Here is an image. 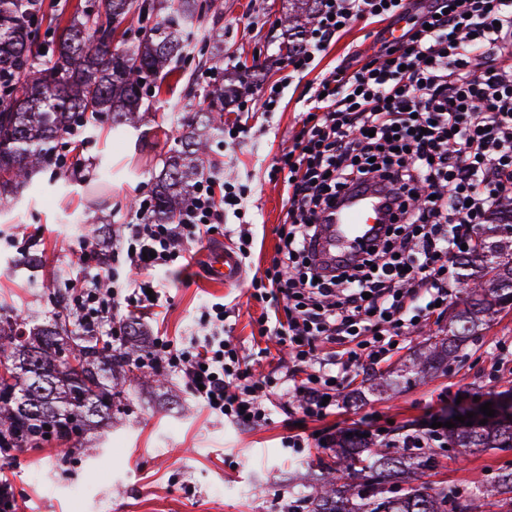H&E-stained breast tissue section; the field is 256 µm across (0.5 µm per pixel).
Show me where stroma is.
<instances>
[{"mask_svg": "<svg viewBox=\"0 0 512 512\" xmlns=\"http://www.w3.org/2000/svg\"><path fill=\"white\" fill-rule=\"evenodd\" d=\"M223 2V13L208 16L205 25L224 34V75L248 71L245 92L252 95L282 75L286 59L279 44L288 0ZM376 29V24L356 22L317 56L310 73L288 87L280 112L253 113L250 135L243 141L220 139L214 170L245 186V219L257 232L251 267H267L275 254L276 229L288 203L281 181L270 179L269 172L279 146L302 127L306 89L346 55L370 54ZM206 90L201 74L185 70L164 104L150 106L144 122L122 137L104 124L65 141L59 149L64 167L37 174L31 189L0 211L1 304L22 318L53 309V290L30 287L14 267L15 259L27 252L42 255L46 273L62 272L73 283L95 282V270L79 259L81 243L94 236L118 246L123 226L131 220L134 192L154 191L161 160L177 142L180 118L209 106ZM208 254V248H199L189 269L158 272L168 302L161 316L141 315L145 336L160 330L189 340L201 308L221 300L230 340L247 352L255 346L270 351L256 362L255 375L287 371L288 359L279 355L275 339L258 333L261 307L251 297L248 279L213 283L203 266ZM448 322L444 314L412 331L404 349L381 365L380 374L395 378L429 337L447 333ZM502 343L512 345V309L467 342L461 362L448 372L390 388L373 386L358 372L335 415L301 421L278 410L269 425L253 430L214 418L178 378H166L163 386L134 394L108 436H88L77 449L56 445L19 452L7 473L15 512H295L309 491V475L334 454L320 445V436L367 433L380 440L423 420H453L512 394V380L488 377ZM174 398L181 412H170ZM296 434L307 440V447H286L287 438ZM511 461L512 451L495 448L466 455L452 451L426 479L465 488L491 480Z\"/></svg>", "mask_w": 512, "mask_h": 512, "instance_id": "obj_1", "label": "stroma"}]
</instances>
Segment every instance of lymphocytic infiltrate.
Returning a JSON list of instances; mask_svg holds the SVG:
<instances>
[{
    "instance_id": "f902f5d3",
    "label": "lymphocytic infiltrate",
    "mask_w": 512,
    "mask_h": 512,
    "mask_svg": "<svg viewBox=\"0 0 512 512\" xmlns=\"http://www.w3.org/2000/svg\"><path fill=\"white\" fill-rule=\"evenodd\" d=\"M369 19L382 24L376 51L310 88L308 118L271 166L288 208L272 262L250 285L264 304L260 335L288 341L287 374L254 379L224 337L220 302L202 307L195 339L154 336L137 359L178 376L209 413L239 426L268 425V394L281 388L304 417L335 415L350 372L377 369L410 329L442 315L464 247L512 201V0H320L302 50L287 60L290 77L307 73L342 27ZM360 188L385 193L390 220L372 249L325 265L323 226ZM243 195L204 175L171 224L153 221V197L135 195L112 251L134 278L122 288L73 285V314L123 341L119 307H153L163 296L156 272L189 266L193 245L223 234Z\"/></svg>"
}]
</instances>
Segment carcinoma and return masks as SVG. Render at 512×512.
<instances>
[{
    "instance_id": "1",
    "label": "carcinoma",
    "mask_w": 512,
    "mask_h": 512,
    "mask_svg": "<svg viewBox=\"0 0 512 512\" xmlns=\"http://www.w3.org/2000/svg\"><path fill=\"white\" fill-rule=\"evenodd\" d=\"M319 0H288L287 54L303 46ZM221 0H95L52 5L43 0H0V210L11 207L33 171L56 165L59 145L78 128L107 122L121 133L142 120L144 98L177 71V64L220 59L218 35L200 32L202 17L219 11ZM153 25H148L152 17ZM137 20V37L119 32ZM45 52H40L41 47ZM238 83L208 91L212 106L184 124L179 148L163 160L156 177L154 220L172 223L204 172L210 139L224 135V104L238 97ZM512 202L491 217L473 254L463 262L466 288L456 297L448 334L429 339L425 351L403 369L420 380L444 370L473 336L512 306V289L495 283L512 272ZM18 266L35 288H43L42 263L26 253ZM58 293L51 317L41 324L21 319L0 305V458L38 450L51 442L80 447L94 421L112 423L130 387L162 382L161 374L136 373L143 348L130 341L115 349L112 338L85 330L67 313ZM448 446L466 452L512 448V424L448 430ZM435 453L376 444L353 437L324 463L306 499L307 512H483L485 500L504 497L512 505V466L475 493L435 488L422 480L435 468Z\"/></svg>"
}]
</instances>
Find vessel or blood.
<instances>
[{"label": "vessel or blood", "instance_id": "obj_1", "mask_svg": "<svg viewBox=\"0 0 512 512\" xmlns=\"http://www.w3.org/2000/svg\"><path fill=\"white\" fill-rule=\"evenodd\" d=\"M383 205L379 195L364 193L354 201H343L336 209L332 224L326 225L321 240V255L328 261L349 258L366 244L379 230L377 211ZM209 274L218 282L232 284L241 275L237 256L228 250L210 253Z\"/></svg>", "mask_w": 512, "mask_h": 512}]
</instances>
